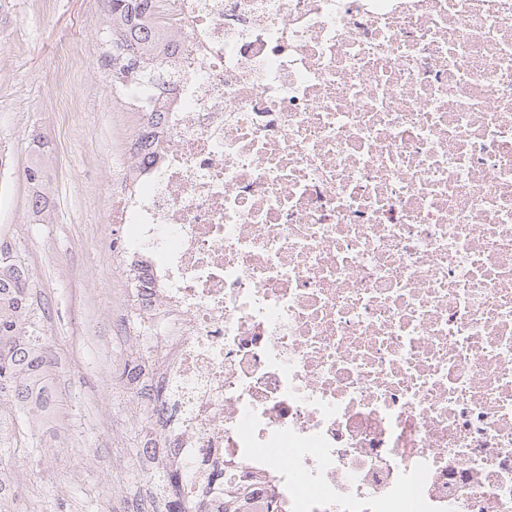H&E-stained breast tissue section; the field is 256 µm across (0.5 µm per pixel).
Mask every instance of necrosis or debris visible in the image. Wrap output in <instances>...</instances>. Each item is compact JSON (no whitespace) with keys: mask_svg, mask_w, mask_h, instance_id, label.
I'll list each match as a JSON object with an SVG mask.
<instances>
[{"mask_svg":"<svg viewBox=\"0 0 512 512\" xmlns=\"http://www.w3.org/2000/svg\"><path fill=\"white\" fill-rule=\"evenodd\" d=\"M112 254L145 467L250 512H512V0H159Z\"/></svg>","mask_w":512,"mask_h":512,"instance_id":"1","label":"necrosis or debris"}]
</instances>
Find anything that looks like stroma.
I'll return each instance as SVG.
<instances>
[{"instance_id":"stroma-1","label":"stroma","mask_w":512,"mask_h":512,"mask_svg":"<svg viewBox=\"0 0 512 512\" xmlns=\"http://www.w3.org/2000/svg\"><path fill=\"white\" fill-rule=\"evenodd\" d=\"M106 26L102 0H0V249L27 269L36 320L53 361V412L0 400V461L13 476L16 512H125L164 474L141 467L150 434L135 391L123 388L125 281L112 267L107 220L112 165L135 118L92 68ZM43 136L49 213L34 219L23 172ZM65 452L69 475L53 458Z\"/></svg>"}]
</instances>
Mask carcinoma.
I'll use <instances>...</instances> for the list:
<instances>
[{
    "instance_id": "obj_1",
    "label": "carcinoma",
    "mask_w": 512,
    "mask_h": 512,
    "mask_svg": "<svg viewBox=\"0 0 512 512\" xmlns=\"http://www.w3.org/2000/svg\"><path fill=\"white\" fill-rule=\"evenodd\" d=\"M107 28L112 49L103 52V65L112 82L129 87L153 85L160 81L163 60L160 43L148 29L157 0H109ZM32 189V209L38 214L49 208L50 198L43 184L40 163L26 172ZM33 289L24 267L0 257V394L9 392L15 403L27 406L29 396L47 391L52 361L36 340ZM164 487L176 495L169 512H209L202 500L181 499L178 470H165ZM243 491L224 487L223 512H247Z\"/></svg>"
}]
</instances>
